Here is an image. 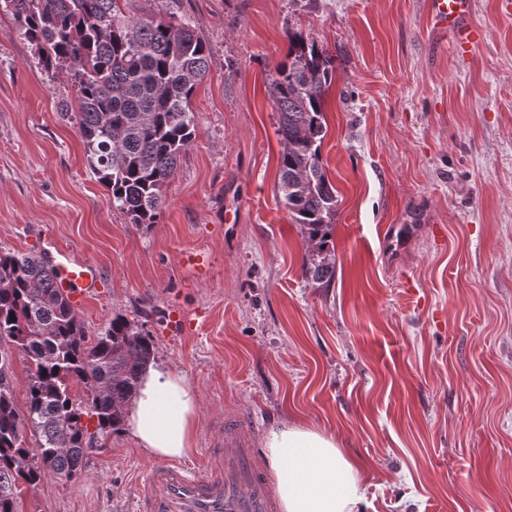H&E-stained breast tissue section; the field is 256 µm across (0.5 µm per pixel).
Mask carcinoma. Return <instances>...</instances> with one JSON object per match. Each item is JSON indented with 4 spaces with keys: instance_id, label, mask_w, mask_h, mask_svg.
<instances>
[{
    "instance_id": "obj_1",
    "label": "carcinoma",
    "mask_w": 512,
    "mask_h": 512,
    "mask_svg": "<svg viewBox=\"0 0 512 512\" xmlns=\"http://www.w3.org/2000/svg\"><path fill=\"white\" fill-rule=\"evenodd\" d=\"M121 2L0 0V14L13 18L39 64L68 75L75 103H63L61 115L82 138L109 204L134 224H154L177 160L196 138L190 102L210 54L189 17L131 19ZM288 39V61L268 75L284 145L278 193L317 242L307 272L319 282L332 273L325 252L338 206L321 157L333 68L316 44L296 34ZM3 342L29 365L25 411L16 408L12 384L0 386V512H19L23 485L46 472L81 474L94 438L87 420L102 434L119 429L155 344L122 316L89 337L44 256L0 251ZM75 384L82 386L77 396ZM29 431L37 436L32 447Z\"/></svg>"
}]
</instances>
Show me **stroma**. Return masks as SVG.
Instances as JSON below:
<instances>
[{
	"instance_id": "obj_1",
	"label": "stroma",
	"mask_w": 512,
	"mask_h": 512,
	"mask_svg": "<svg viewBox=\"0 0 512 512\" xmlns=\"http://www.w3.org/2000/svg\"><path fill=\"white\" fill-rule=\"evenodd\" d=\"M474 0L466 59L426 27L424 0H127L179 7L210 47L157 223L112 208L71 95L0 15V250L100 272L89 335L125 317L198 395L205 459L245 415L254 448L296 422L335 436L367 478L365 512H512V13ZM330 58L321 147L338 211L329 281L276 198L283 145L267 75L288 36ZM235 223L224 221L226 210ZM388 224L411 228L384 242ZM155 459L97 436L79 479L45 473L20 512H123Z\"/></svg>"
}]
</instances>
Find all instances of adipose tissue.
Returning a JSON list of instances; mask_svg holds the SVG:
<instances>
[{
	"label": "adipose tissue",
	"instance_id": "1",
	"mask_svg": "<svg viewBox=\"0 0 512 512\" xmlns=\"http://www.w3.org/2000/svg\"><path fill=\"white\" fill-rule=\"evenodd\" d=\"M196 414L197 396L187 378L152 364L126 404L125 428L153 456L181 459L195 446ZM262 446L281 512H362V466L334 436L285 423L267 431Z\"/></svg>",
	"mask_w": 512,
	"mask_h": 512
}]
</instances>
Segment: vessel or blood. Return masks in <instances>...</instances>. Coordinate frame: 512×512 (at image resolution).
I'll list each match as a JSON object with an SVG mask.
<instances>
[{"mask_svg":"<svg viewBox=\"0 0 512 512\" xmlns=\"http://www.w3.org/2000/svg\"><path fill=\"white\" fill-rule=\"evenodd\" d=\"M472 0H427L430 26L451 36L454 55L464 58L482 33L470 20ZM58 285L79 305L99 284V273L85 261L57 262ZM133 512H272L264 474L253 450V425L240 417L228 423L203 464L188 468L161 462L140 483Z\"/></svg>","mask_w":512,"mask_h":512,"instance_id":"b4317fda","label":"vessel or blood"}]
</instances>
